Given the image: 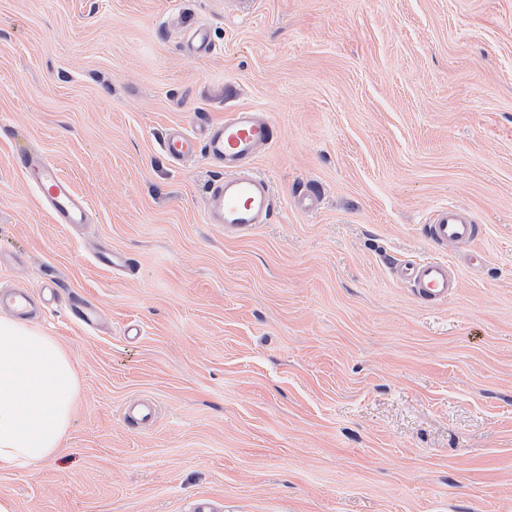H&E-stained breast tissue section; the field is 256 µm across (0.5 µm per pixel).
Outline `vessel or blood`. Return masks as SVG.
I'll return each mask as SVG.
<instances>
[{"label":"vessel or blood","mask_w":512,"mask_h":512,"mask_svg":"<svg viewBox=\"0 0 512 512\" xmlns=\"http://www.w3.org/2000/svg\"><path fill=\"white\" fill-rule=\"evenodd\" d=\"M274 133L272 120L240 108L198 130L183 124L169 127L160 147L169 159L177 162L199 155L205 157L216 174L206 187L204 221L223 225L225 235L237 237L268 223L272 215L270 182L254 171L253 162L272 145ZM20 168L37 189L55 223H88L90 209L86 199L52 159L26 155L20 160ZM426 233L435 245L450 248L473 242L478 227L466 209L440 206L429 214ZM402 275L427 303L447 300L459 286L448 262L437 259L406 265Z\"/></svg>","instance_id":"obj_1"}]
</instances>
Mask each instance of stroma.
<instances>
[{"label":"stroma","instance_id":"obj_1","mask_svg":"<svg viewBox=\"0 0 512 512\" xmlns=\"http://www.w3.org/2000/svg\"><path fill=\"white\" fill-rule=\"evenodd\" d=\"M240 107L277 126L274 208L228 238L160 141ZM27 150L90 223L52 222ZM445 205L475 243L429 241ZM430 258L437 305L396 271ZM45 285L80 390L57 453L0 470L16 512H512V0H0V290ZM402 275L417 296L424 302L447 300L459 287V281L448 262L426 259L406 265Z\"/></svg>","mask_w":512,"mask_h":512}]
</instances>
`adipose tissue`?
<instances>
[{
    "instance_id": "1",
    "label": "adipose tissue",
    "mask_w": 512,
    "mask_h": 512,
    "mask_svg": "<svg viewBox=\"0 0 512 512\" xmlns=\"http://www.w3.org/2000/svg\"><path fill=\"white\" fill-rule=\"evenodd\" d=\"M79 382L55 338L0 316V469L53 456L67 435Z\"/></svg>"
}]
</instances>
